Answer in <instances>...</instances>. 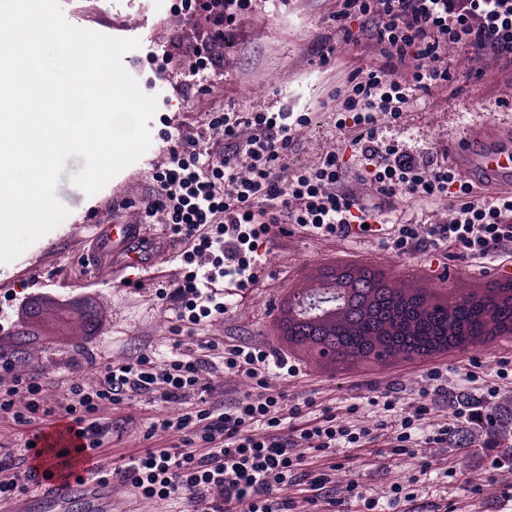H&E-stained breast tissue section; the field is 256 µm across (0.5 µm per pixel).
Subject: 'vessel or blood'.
I'll return each instance as SVG.
<instances>
[{
    "label": "vessel or blood",
    "mask_w": 512,
    "mask_h": 512,
    "mask_svg": "<svg viewBox=\"0 0 512 512\" xmlns=\"http://www.w3.org/2000/svg\"><path fill=\"white\" fill-rule=\"evenodd\" d=\"M484 148L473 149L464 140L449 150L451 162L474 180L512 189V133L502 130L483 134ZM96 236L106 248L105 256L114 273L152 265L168 254V244L152 225L142 222L100 224ZM75 438L66 426L46 427L40 431L44 454L32 461L38 485L28 496L13 501L5 512H131L124 498L114 494L111 485L91 479L65 478L54 460V449L71 447Z\"/></svg>",
    "instance_id": "b4317fda"
}]
</instances>
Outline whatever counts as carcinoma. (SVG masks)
<instances>
[{
  "mask_svg": "<svg viewBox=\"0 0 512 512\" xmlns=\"http://www.w3.org/2000/svg\"><path fill=\"white\" fill-rule=\"evenodd\" d=\"M474 311L470 303L461 298L452 299V318L458 323L474 322L476 329L497 319L500 313L493 312L490 319L473 321ZM358 337L345 336L340 342L327 347L328 356L339 363L346 362L347 350L357 345ZM461 424L457 427L458 448H471L477 453L482 450L496 451L499 458L512 470V396H503L491 405H485L463 395L458 411Z\"/></svg>",
  "mask_w": 512,
  "mask_h": 512,
  "instance_id": "cac0c4a2",
  "label": "carcinoma"
}]
</instances>
